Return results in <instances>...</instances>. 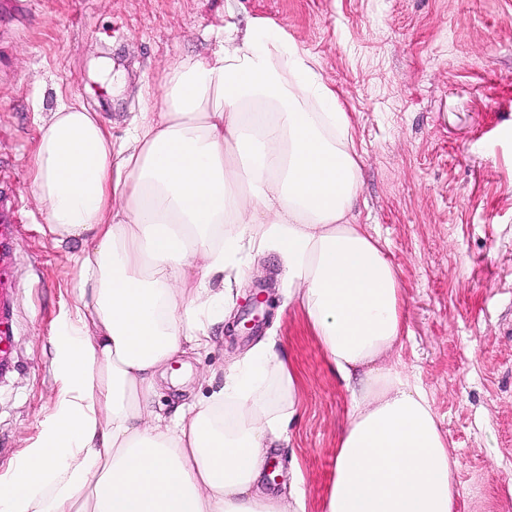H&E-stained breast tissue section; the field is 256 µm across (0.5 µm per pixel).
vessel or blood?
<instances>
[{
    "mask_svg": "<svg viewBox=\"0 0 512 512\" xmlns=\"http://www.w3.org/2000/svg\"><path fill=\"white\" fill-rule=\"evenodd\" d=\"M11 176L0 167V371L14 365V322L11 305L15 293V243L21 222L20 204L9 185Z\"/></svg>",
    "mask_w": 512,
    "mask_h": 512,
    "instance_id": "vessel-or-blood-1",
    "label": "vessel or blood"
}]
</instances>
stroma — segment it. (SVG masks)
<instances>
[{"label": "stroma", "mask_w": 512, "mask_h": 512, "mask_svg": "<svg viewBox=\"0 0 512 512\" xmlns=\"http://www.w3.org/2000/svg\"><path fill=\"white\" fill-rule=\"evenodd\" d=\"M273 23L309 50L350 115L362 186L354 215L379 237L403 292V363L417 372L460 463L459 512H512V0H27L0 12V160L15 176L14 375L0 382V476L41 436L62 380L54 329L74 311L82 243L45 234L31 182L42 116L80 101L123 138L169 65L225 31ZM263 303H256V296ZM257 312L244 331L239 317ZM275 337L297 371L299 418L270 449L261 490L299 480L323 512L350 392L275 256L241 287L185 385Z\"/></svg>", "instance_id": "35a3bbf8"}]
</instances>
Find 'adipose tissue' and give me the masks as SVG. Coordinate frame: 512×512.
Listing matches in <instances>:
<instances>
[{
	"label": "adipose tissue",
	"instance_id": "1",
	"mask_svg": "<svg viewBox=\"0 0 512 512\" xmlns=\"http://www.w3.org/2000/svg\"><path fill=\"white\" fill-rule=\"evenodd\" d=\"M121 142L82 103L42 118L32 190L56 241L81 239L64 383L40 439L0 481V512H305L257 495L289 440L298 376L274 339L206 400L154 411L159 377L207 346L258 257L276 255L351 392L324 512H457V458L414 372L397 271L352 211L350 120L307 52L265 21L171 64Z\"/></svg>",
	"mask_w": 512,
	"mask_h": 512
}]
</instances>
